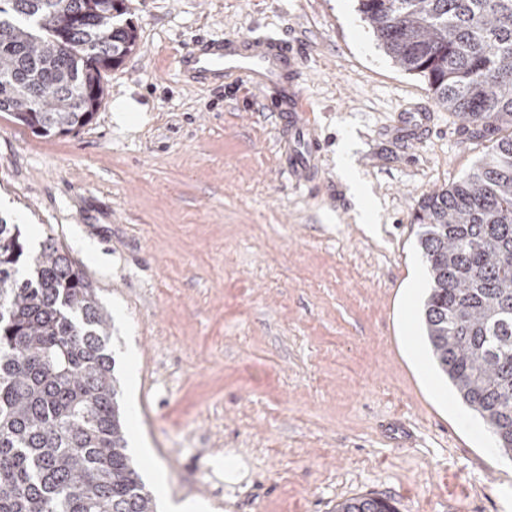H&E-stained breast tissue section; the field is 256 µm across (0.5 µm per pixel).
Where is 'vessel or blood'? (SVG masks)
I'll return each instance as SVG.
<instances>
[{"mask_svg":"<svg viewBox=\"0 0 512 512\" xmlns=\"http://www.w3.org/2000/svg\"><path fill=\"white\" fill-rule=\"evenodd\" d=\"M297 53L277 35L223 36L197 40L178 58L179 72L191 83H207L233 93L262 92V107L278 121L284 170L296 186L315 181L320 159V131L305 99L296 93L300 79Z\"/></svg>","mask_w":512,"mask_h":512,"instance_id":"obj_1","label":"vessel or blood"}]
</instances>
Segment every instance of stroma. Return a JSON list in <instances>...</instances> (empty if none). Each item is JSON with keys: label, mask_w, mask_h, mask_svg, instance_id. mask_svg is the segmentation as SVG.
Here are the masks:
<instances>
[{"label": "stroma", "mask_w": 512, "mask_h": 512, "mask_svg": "<svg viewBox=\"0 0 512 512\" xmlns=\"http://www.w3.org/2000/svg\"><path fill=\"white\" fill-rule=\"evenodd\" d=\"M139 45L91 123L32 133L0 112V217L53 238L112 316L128 455L152 495L210 512H512V460L437 370L414 219L489 143L377 42L356 0H128ZM279 33L325 141L313 187L283 170L258 92L191 84L202 36ZM132 99L143 118L117 123ZM433 115L410 135L408 105ZM353 132L374 221L338 163ZM239 456L241 480L224 477ZM335 512H398L388 497L358 495L346 498L336 504Z\"/></svg>", "instance_id": "1"}]
</instances>
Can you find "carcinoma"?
<instances>
[{
    "instance_id": "carcinoma-1",
    "label": "carcinoma",
    "mask_w": 512,
    "mask_h": 512,
    "mask_svg": "<svg viewBox=\"0 0 512 512\" xmlns=\"http://www.w3.org/2000/svg\"><path fill=\"white\" fill-rule=\"evenodd\" d=\"M0 112L33 133L90 123L105 73L138 45L126 0H7ZM403 71L492 149L419 209L430 288L423 326L439 371L512 456V0H357ZM111 315L56 242L25 252L0 218V512H156L126 453ZM335 512H398L358 495Z\"/></svg>"
}]
</instances>
